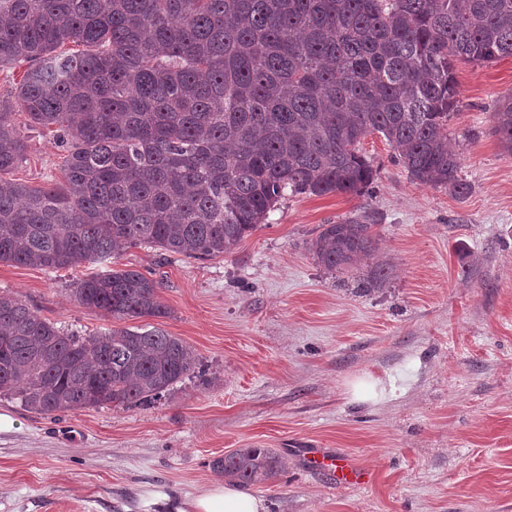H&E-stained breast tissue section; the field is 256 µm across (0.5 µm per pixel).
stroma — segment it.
<instances>
[{"label": "stroma", "instance_id": "obj_1", "mask_svg": "<svg viewBox=\"0 0 512 512\" xmlns=\"http://www.w3.org/2000/svg\"><path fill=\"white\" fill-rule=\"evenodd\" d=\"M455 77L449 130L466 197L413 181L373 134L360 145L376 172L368 193H286L216 257L149 245L114 257L161 283L170 313L147 324L191 345L205 378L145 407L55 418L0 397V512H176L219 482L210 460L252 445L285 462L250 488L268 512H512V154L492 119L512 94V58L459 61ZM24 122L17 114L28 148L11 177L39 186L59 176L63 151ZM364 213L379 243L371 264L393 269L366 293L310 251L320 225ZM97 270L4 263L0 292L65 331H102L112 319L72 298ZM371 378L386 397L353 402L351 382ZM314 446L352 454L372 482L309 470Z\"/></svg>", "mask_w": 512, "mask_h": 512}]
</instances>
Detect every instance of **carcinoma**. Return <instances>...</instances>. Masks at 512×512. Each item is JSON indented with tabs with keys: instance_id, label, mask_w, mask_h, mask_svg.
I'll use <instances>...</instances> for the list:
<instances>
[{
	"instance_id": "1",
	"label": "carcinoma",
	"mask_w": 512,
	"mask_h": 512,
	"mask_svg": "<svg viewBox=\"0 0 512 512\" xmlns=\"http://www.w3.org/2000/svg\"><path fill=\"white\" fill-rule=\"evenodd\" d=\"M73 43L79 50L61 52ZM512 57V0H0V67L27 63L0 97V262L59 271L150 244L224 254L287 193L361 195L359 150L382 135L421 185L458 198L448 147L454 62ZM53 133L62 179L7 177L27 144L14 116ZM494 131L512 153V95ZM373 216L323 224L318 264L350 272L377 248ZM161 284L107 269L73 292L116 321L164 317ZM202 377L182 339L153 327L78 336L0 293V396L38 415L148 405ZM211 470L258 485L272 448H238Z\"/></svg>"
}]
</instances>
